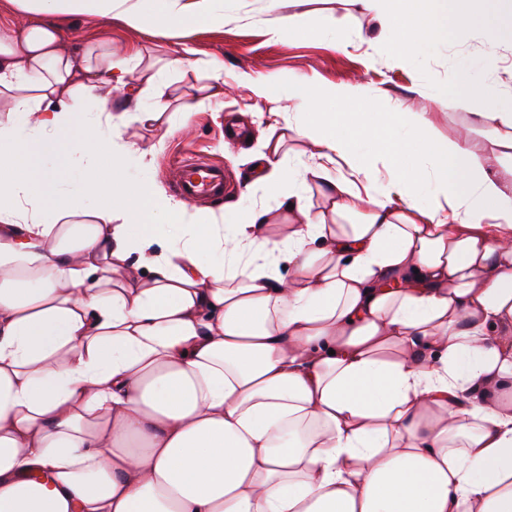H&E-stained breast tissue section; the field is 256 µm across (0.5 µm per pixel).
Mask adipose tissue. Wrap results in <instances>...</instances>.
<instances>
[{
  "label": "adipose tissue",
  "instance_id": "obj_1",
  "mask_svg": "<svg viewBox=\"0 0 512 512\" xmlns=\"http://www.w3.org/2000/svg\"><path fill=\"white\" fill-rule=\"evenodd\" d=\"M14 2L30 20L0 23V512H512V187L471 143L433 139L424 112L350 111L357 83L257 80L309 105L326 206L270 147L276 236L270 210L167 198L124 136L161 107L83 109L127 87L132 58L68 51L54 21L216 25L215 0ZM357 2L408 15L402 56L452 23L512 36V0L492 18ZM466 101L512 164V112L479 84Z\"/></svg>",
  "mask_w": 512,
  "mask_h": 512
}]
</instances>
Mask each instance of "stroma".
<instances>
[{
	"label": "stroma",
	"mask_w": 512,
	"mask_h": 512,
	"mask_svg": "<svg viewBox=\"0 0 512 512\" xmlns=\"http://www.w3.org/2000/svg\"><path fill=\"white\" fill-rule=\"evenodd\" d=\"M227 16L223 26L184 29L160 27L147 34L129 27L120 17L61 16L65 42L71 50L93 46L98 50L139 54L141 62L130 75L132 87L145 86L171 58L195 59L192 67L164 73L154 93L165 114L190 115V133L168 131L166 125L130 124L128 134L136 146L149 152L152 174L167 197H174V166L193 154L224 164L226 196L243 206L274 209L275 221L287 223L276 197L251 188V154L264 143L279 145L291 166L310 163L306 139L295 128L303 108L280 93L258 97L253 79L267 76L314 77L325 85L358 82L366 95L363 107L378 112H427L431 133L447 138L455 128L468 130L474 149L497 177L511 180L499 163L500 149L486 137L470 109L437 105L436 97L464 96L470 85L486 84L501 107L512 111V38L489 41L481 26L450 29L444 38L429 43L419 54L395 59V43L402 26L394 21L381 30L352 0H286L282 11L269 0H222ZM302 15L306 24H332L321 36L294 33L288 41L270 40L267 27L278 13ZM221 68L219 94L204 100L201 88L210 84V64ZM162 72V71H161Z\"/></svg>",
	"instance_id": "obj_1"
}]
</instances>
